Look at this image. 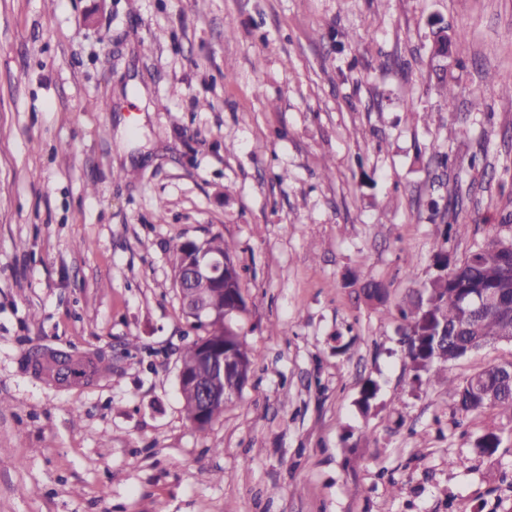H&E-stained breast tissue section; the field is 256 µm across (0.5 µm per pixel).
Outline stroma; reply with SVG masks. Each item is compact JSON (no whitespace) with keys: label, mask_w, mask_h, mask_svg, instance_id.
Returning <instances> with one entry per match:
<instances>
[{"label":"stroma","mask_w":512,"mask_h":512,"mask_svg":"<svg viewBox=\"0 0 512 512\" xmlns=\"http://www.w3.org/2000/svg\"><path fill=\"white\" fill-rule=\"evenodd\" d=\"M510 84L512 0H0V512H512V419L450 415L512 343L417 384L396 332L512 224ZM217 232L260 355L202 434L169 245Z\"/></svg>","instance_id":"stroma-1"}]
</instances>
